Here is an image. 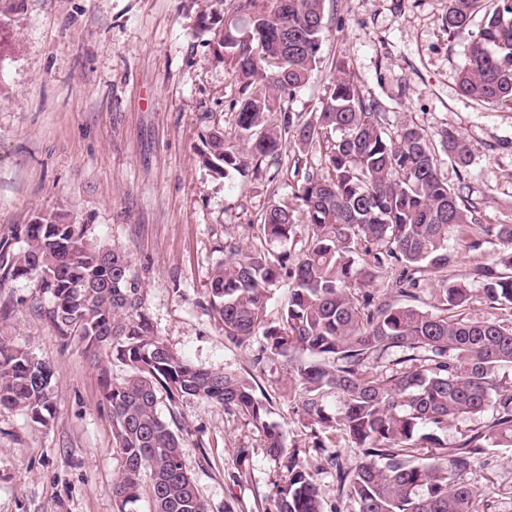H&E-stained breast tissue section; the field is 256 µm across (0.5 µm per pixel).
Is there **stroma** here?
Returning a JSON list of instances; mask_svg holds the SVG:
<instances>
[{"label": "stroma", "instance_id": "stroma-1", "mask_svg": "<svg viewBox=\"0 0 512 512\" xmlns=\"http://www.w3.org/2000/svg\"><path fill=\"white\" fill-rule=\"evenodd\" d=\"M326 6L320 68L281 96L271 122L318 109L345 60L389 131L410 123L459 133L471 163L441 155V177L466 184L492 223L512 224V110L459 94L467 45L443 29L448 0ZM231 12L232 0H0V237L62 208L89 238L125 250L157 336L197 367L253 374L271 402L269 422L314 471L325 508L352 512L328 458L354 459L353 449L314 447L287 366L254 368L263 336L228 343L209 308L228 243L249 244L259 215L292 199V150L226 178L200 158L211 130L237 132L240 84L216 54ZM29 293L21 280L0 286V337L53 366L56 412L42 427L0 406V512H118L122 459L99 372L24 304ZM180 409L182 459L208 512H275L287 457L270 456L261 430L215 402L188 397ZM465 480L481 491L477 512H512V448L491 449Z\"/></svg>", "mask_w": 512, "mask_h": 512}]
</instances>
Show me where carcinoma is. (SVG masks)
<instances>
[{
	"label": "carcinoma",
	"instance_id": "carcinoma-1",
	"mask_svg": "<svg viewBox=\"0 0 512 512\" xmlns=\"http://www.w3.org/2000/svg\"><path fill=\"white\" fill-rule=\"evenodd\" d=\"M326 0H234L240 17L224 22L219 47L237 74L243 147L213 130L202 163L219 175L242 172L278 154L286 142L300 153L323 154L319 172L293 164L297 206L274 203L259 217V244L236 250L213 271L211 307L224 339L242 346L262 333L268 358L290 368V395L316 447L340 436L360 458L336 461L342 494L354 512H475L478 490L462 476L491 448L512 447V321L477 320L480 297L512 309V224H490L465 183L440 177L434 137L411 125L391 133L381 106L365 99L336 61V78L316 112L269 120L277 98L293 95L321 63ZM483 14L478 30L472 29ZM448 40L467 42L458 76L462 97L486 109H512V0H448L442 18ZM442 151L461 168L471 154L463 138L438 133ZM306 223L296 222L295 210ZM293 256L267 245L295 240ZM496 238L503 250L492 264L473 266L478 295L454 274L471 235ZM398 274L375 288L388 268ZM288 278V301L278 321L266 319L271 288ZM437 280V304L418 305V287ZM29 284V304L64 342H75L97 364L123 463L113 485L120 512L142 496L153 512H207L187 471L175 428L187 396L216 402L262 430L272 457L288 455L277 512H326L313 474L283 433L267 421L270 402L251 378L191 365L156 336L144 312L140 276L128 257L87 238L63 211L0 238V281ZM129 368L112 381V361ZM53 367L0 338V405L35 424L55 410ZM336 405L327 407L328 395ZM167 401L169 419L158 411ZM484 425L453 445L441 434L477 417Z\"/></svg>",
	"mask_w": 512,
	"mask_h": 512
}]
</instances>
